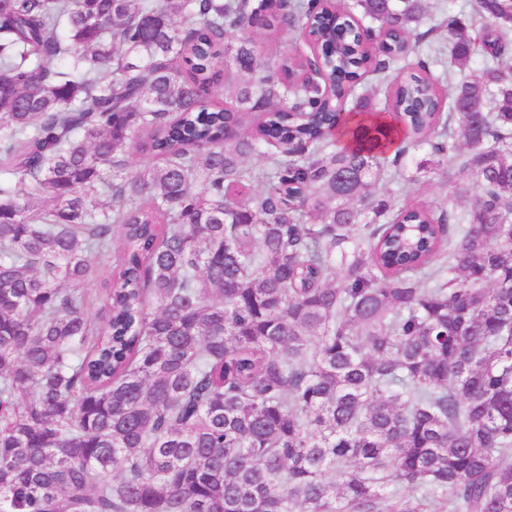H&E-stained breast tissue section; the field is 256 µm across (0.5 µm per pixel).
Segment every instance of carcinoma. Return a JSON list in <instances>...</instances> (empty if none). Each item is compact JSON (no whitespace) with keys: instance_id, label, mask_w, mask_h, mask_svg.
I'll return each instance as SVG.
<instances>
[{"instance_id":"carcinoma-1","label":"carcinoma","mask_w":512,"mask_h":512,"mask_svg":"<svg viewBox=\"0 0 512 512\" xmlns=\"http://www.w3.org/2000/svg\"><path fill=\"white\" fill-rule=\"evenodd\" d=\"M439 2L0 0V512H512V0ZM393 190V191H391ZM397 186L391 183L384 185V192L386 196H391V200L394 203H401L405 200L406 195L410 194V198H415L423 202H433L438 204H454L457 207L463 206V204L455 197L454 188L451 184H448L447 191L437 186H418V185H407L405 193L396 191Z\"/></svg>"}]
</instances>
